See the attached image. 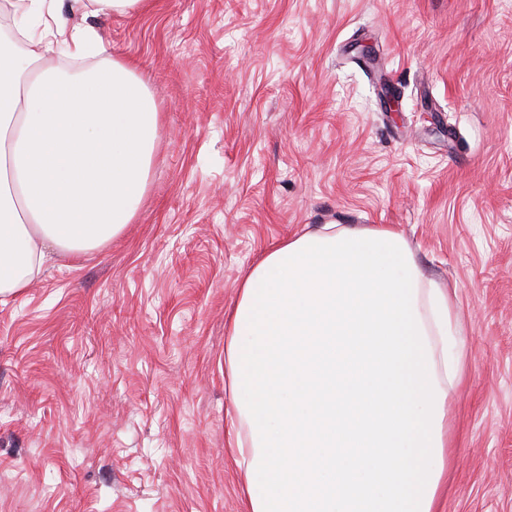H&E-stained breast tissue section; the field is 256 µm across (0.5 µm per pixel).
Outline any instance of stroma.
<instances>
[{
  "label": "stroma",
  "instance_id": "stroma-1",
  "mask_svg": "<svg viewBox=\"0 0 512 512\" xmlns=\"http://www.w3.org/2000/svg\"><path fill=\"white\" fill-rule=\"evenodd\" d=\"M69 4L161 123L122 236L0 302V512H246L224 320L324 224L396 225L456 289L441 505L512 512V0ZM151 0H71V10L73 12L86 10L93 7V12L104 13H129L142 11L149 8Z\"/></svg>",
  "mask_w": 512,
  "mask_h": 512
}]
</instances>
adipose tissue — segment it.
<instances>
[{"label": "adipose tissue", "mask_w": 512, "mask_h": 512, "mask_svg": "<svg viewBox=\"0 0 512 512\" xmlns=\"http://www.w3.org/2000/svg\"><path fill=\"white\" fill-rule=\"evenodd\" d=\"M0 44V295L37 278L49 252L101 247L145 197L159 109L127 59L70 75L88 28ZM450 290L427 279L392 225L325 224L276 242L227 315L235 462L248 512H441Z\"/></svg>", "instance_id": "ef3b65f1"}]
</instances>
